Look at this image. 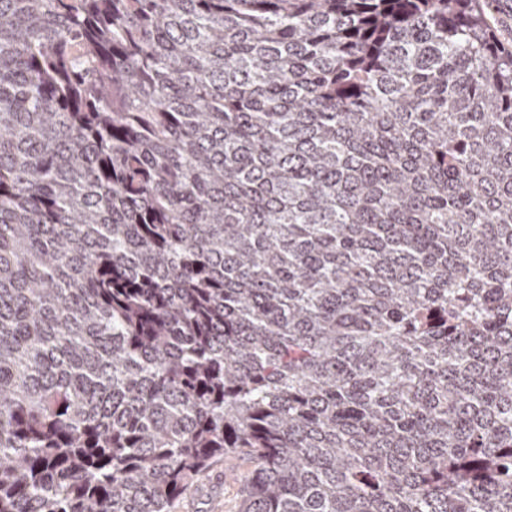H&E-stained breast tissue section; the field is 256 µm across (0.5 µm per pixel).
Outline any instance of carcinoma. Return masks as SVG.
<instances>
[{
  "label": "carcinoma",
  "mask_w": 512,
  "mask_h": 512,
  "mask_svg": "<svg viewBox=\"0 0 512 512\" xmlns=\"http://www.w3.org/2000/svg\"><path fill=\"white\" fill-rule=\"evenodd\" d=\"M512 512V50L476 0H0V512ZM253 470L254 465L243 456L224 455L174 503L171 512H239L241 490Z\"/></svg>",
  "instance_id": "1"
}]
</instances>
